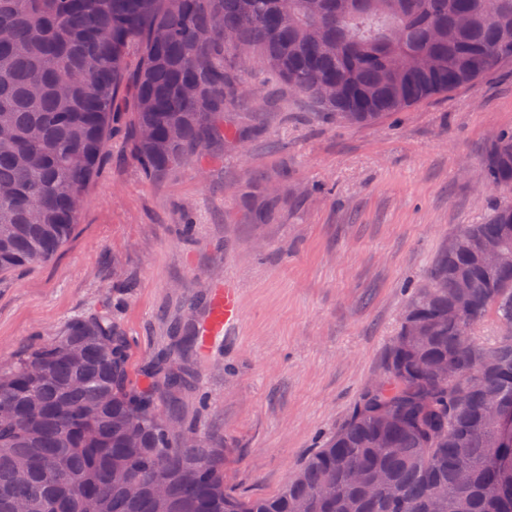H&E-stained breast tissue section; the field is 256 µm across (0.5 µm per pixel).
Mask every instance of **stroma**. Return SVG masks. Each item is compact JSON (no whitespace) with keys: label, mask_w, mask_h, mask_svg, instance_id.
Segmentation results:
<instances>
[{"label":"stroma","mask_w":512,"mask_h":512,"mask_svg":"<svg viewBox=\"0 0 512 512\" xmlns=\"http://www.w3.org/2000/svg\"><path fill=\"white\" fill-rule=\"evenodd\" d=\"M238 104L256 131L151 179L122 117L75 229L48 262L0 274V361L108 311L133 370L197 324L217 283L240 290L234 340L198 352L176 410L224 451V487L281 489L383 373L411 295L462 225L512 192L487 189L484 158L512 131V64L473 86L372 123L321 121L258 67ZM274 186L259 221L238 193Z\"/></svg>","instance_id":"stroma-1"}]
</instances>
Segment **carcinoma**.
I'll return each instance as SVG.
<instances>
[{"label": "carcinoma", "instance_id": "cac0c4a2", "mask_svg": "<svg viewBox=\"0 0 512 512\" xmlns=\"http://www.w3.org/2000/svg\"><path fill=\"white\" fill-rule=\"evenodd\" d=\"M482 2L0 0V272L70 237L127 85L133 158L158 175L250 133L230 112L248 95L240 48L321 115L371 123L512 62V0L490 15ZM328 83L339 92L325 100ZM484 167L485 187L512 188V132ZM460 233L503 240V264L442 255L383 376L276 495L228 493L224 449L159 410L195 385V330L136 383L120 327L95 314L0 365V512H512L495 421L512 411V201ZM490 314L504 332L488 346L473 330Z\"/></svg>", "mask_w": 512, "mask_h": 512}]
</instances>
